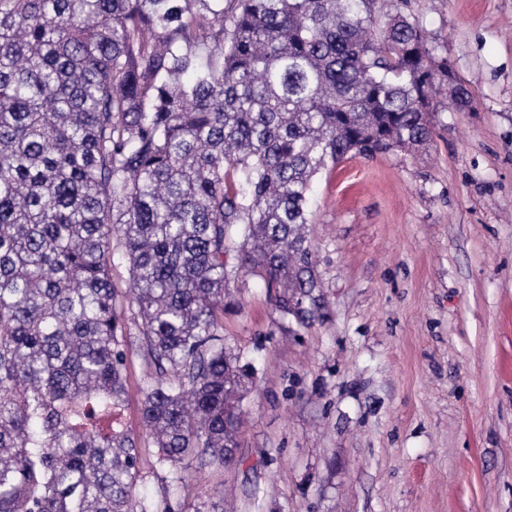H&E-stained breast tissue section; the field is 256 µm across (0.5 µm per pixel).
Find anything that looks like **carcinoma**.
<instances>
[{"mask_svg":"<svg viewBox=\"0 0 512 512\" xmlns=\"http://www.w3.org/2000/svg\"><path fill=\"white\" fill-rule=\"evenodd\" d=\"M384 3L0 0V512H167L120 422L131 324L157 462L233 460L254 374L224 348L229 245L320 317L315 175L425 149L441 84L474 102Z\"/></svg>","mask_w":512,"mask_h":512,"instance_id":"obj_1","label":"carcinoma"}]
</instances>
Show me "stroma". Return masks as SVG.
I'll list each match as a JSON object with an SVG mask.
<instances>
[{"mask_svg": "<svg viewBox=\"0 0 512 512\" xmlns=\"http://www.w3.org/2000/svg\"><path fill=\"white\" fill-rule=\"evenodd\" d=\"M472 108L435 100L426 151L315 179L306 234L326 310L283 318L228 283L224 345L255 370L237 462L143 453L138 496L172 512H512V0H390ZM150 373L128 355L121 420Z\"/></svg>", "mask_w": 512, "mask_h": 512, "instance_id": "1", "label": "stroma"}]
</instances>
